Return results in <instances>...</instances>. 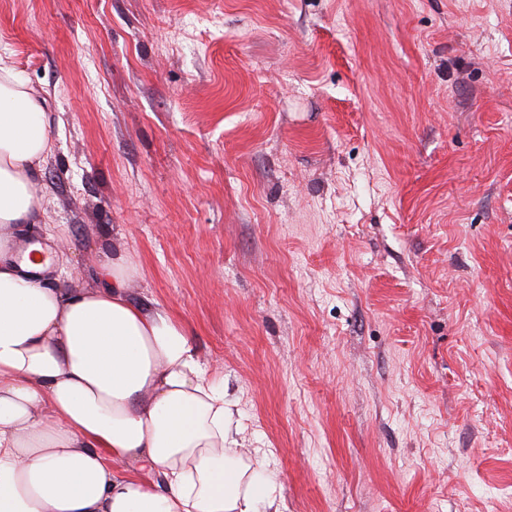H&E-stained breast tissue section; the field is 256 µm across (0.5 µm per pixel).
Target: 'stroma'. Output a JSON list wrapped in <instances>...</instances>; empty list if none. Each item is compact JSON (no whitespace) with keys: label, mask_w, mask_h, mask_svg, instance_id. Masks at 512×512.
I'll return each mask as SVG.
<instances>
[{"label":"stroma","mask_w":512,"mask_h":512,"mask_svg":"<svg viewBox=\"0 0 512 512\" xmlns=\"http://www.w3.org/2000/svg\"><path fill=\"white\" fill-rule=\"evenodd\" d=\"M23 235L135 269L282 512H512V0H0Z\"/></svg>","instance_id":"1"}]
</instances>
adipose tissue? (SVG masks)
<instances>
[{
	"label": "adipose tissue",
	"instance_id": "1",
	"mask_svg": "<svg viewBox=\"0 0 512 512\" xmlns=\"http://www.w3.org/2000/svg\"><path fill=\"white\" fill-rule=\"evenodd\" d=\"M50 127L0 59V512H280L265 459L236 447L223 376L179 319L131 300L127 256L90 288L16 264L14 231L45 213Z\"/></svg>",
	"mask_w": 512,
	"mask_h": 512
}]
</instances>
